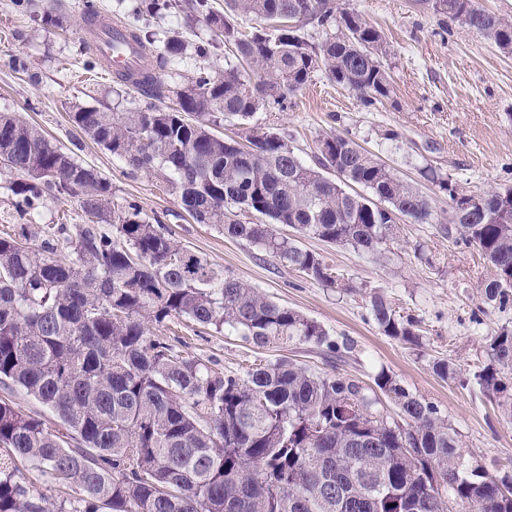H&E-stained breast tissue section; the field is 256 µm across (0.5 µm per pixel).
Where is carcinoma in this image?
Here are the masks:
<instances>
[{"label":"carcinoma","instance_id":"carcinoma-1","mask_svg":"<svg viewBox=\"0 0 512 512\" xmlns=\"http://www.w3.org/2000/svg\"><path fill=\"white\" fill-rule=\"evenodd\" d=\"M174 0H140L154 15ZM192 0V17L231 49L218 74L211 51L174 87L189 42L178 31L161 40L141 69L115 76L148 99L123 112L79 107L74 128L133 170L160 168L198 224L262 246L325 288L340 286L320 254L281 237H299L379 257L396 219L430 220V200L347 136L320 140L317 164H305L274 132L246 142L211 131L280 105L322 71L367 105L392 92L382 32L334 0ZM448 16L512 50V21L475 0H434ZM264 25L248 35L234 17ZM338 34L312 43L297 23ZM175 96V104L166 99ZM54 144L39 127L0 112V169L14 179V205L30 216L45 200L70 198L87 224H28L0 236V386L18 387L47 407V421L0 397V512H512V473L465 457L458 433L438 406L388 372L370 394L342 374L311 372L287 360L226 374L185 355L159 334L184 318L217 333L229 328L257 348L298 341L338 351L316 321L219 275L209 261L176 245L160 219L134 201L112 200V183ZM449 200L463 194L430 174ZM357 185L368 194H352ZM468 210L450 207L448 238L478 251L494 268L483 302L512 303V188L474 194ZM252 214L269 223L243 222ZM69 246L68 257H58ZM367 309L381 334L418 346L417 321L373 291ZM487 362L463 375L447 359L432 371L473 385L512 418V328L486 340ZM33 471L52 494L39 491ZM61 495L55 496L53 492Z\"/></svg>","mask_w":512,"mask_h":512}]
</instances>
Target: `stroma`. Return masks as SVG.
I'll return each instance as SVG.
<instances>
[{"label":"stroma","instance_id":"35a3bbf8","mask_svg":"<svg viewBox=\"0 0 512 512\" xmlns=\"http://www.w3.org/2000/svg\"><path fill=\"white\" fill-rule=\"evenodd\" d=\"M64 2L67 10L56 28L42 20L54 0H32L24 14L14 11L12 0H0V111L22 114L67 147L77 136L70 120L75 107H114L118 98L111 78L85 79L83 0ZM348 3L386 35L391 97L364 105L320 71L283 106L252 119L254 126L284 137L310 165L325 134L346 135L429 196V223L400 220L381 259L301 239V246L323 257L342 287H322L261 248L195 223L160 171L130 170L89 139L80 157L111 180L115 203L135 201L144 214L169 226L178 245L206 257L219 274L316 320L341 346L333 355L298 342L256 348L235 332L218 334L180 319L168 324L167 334L182 337L183 353L240 376L285 357L367 388L377 372L387 371L447 415L473 463L495 461L512 472V420L477 387L442 380L430 366L440 357L473 372L486 360V337L512 326V305H483L480 285L491 271L476 251L448 239L449 199L421 174L432 167L469 193L512 187V51L434 13L429 0ZM375 290L387 294L399 314L417 320L420 345L378 331L366 308Z\"/></svg>","mask_w":512,"mask_h":512}]
</instances>
